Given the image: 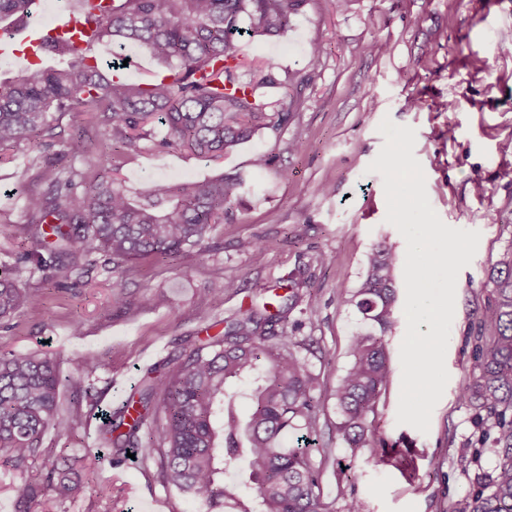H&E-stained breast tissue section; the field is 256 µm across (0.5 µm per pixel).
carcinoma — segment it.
I'll return each instance as SVG.
<instances>
[{
	"instance_id": "obj_1",
	"label": "carcinoma",
	"mask_w": 512,
	"mask_h": 512,
	"mask_svg": "<svg viewBox=\"0 0 512 512\" xmlns=\"http://www.w3.org/2000/svg\"><path fill=\"white\" fill-rule=\"evenodd\" d=\"M98 6L95 34L121 47H146L167 64L168 79L129 83L115 71L105 73L91 53L48 38L42 56L58 65L32 64L0 80V147H17L34 136H59L62 119L74 113L95 116L112 133V155L100 160L98 180L86 185L70 170L43 171L47 191L29 196L25 234L31 248L16 263L34 265L44 278L58 280L76 269L92 250L107 253L117 270L146 256L175 260L206 251V236L224 223V210L237 196L236 178L171 183L158 181L131 191L112 176L119 160L142 152L153 135L148 124L166 129L164 150L187 149L200 158L231 153L256 132L276 131L302 105L283 93L273 100L269 88H282L277 64L267 61L259 77L240 71L236 35H268L284 30L290 14L305 0H108ZM35 0H0V32L27 26ZM68 153L83 160L92 143L82 131L70 135ZM51 225L46 232L43 225ZM396 254L369 257L351 297L363 319L378 331L351 338L353 362L336 386L341 416L338 431L351 448L381 442L369 417L390 375L383 336L394 325ZM492 277L494 303L485 321L492 344L477 352L479 370L463 391L478 402L482 432L462 448L478 454L489 447L498 456L495 476L472 496L471 512H512V249ZM301 297L293 292L277 302L251 307L227 323L224 334L198 340L170 372L155 366L115 409L99 407L87 380L99 362L75 363L71 377L60 376L57 356L11 353L0 356V466L24 473L40 453L44 432L66 434L88 415H100L99 442L89 452L107 450L116 468L137 453L156 460L164 487L195 502L204 512H333L323 499L320 471L311 452L295 442H313L320 431L319 375L301 355L305 343L282 330L271 342V326L288 324ZM39 305L38 294L20 288L0 272V319L25 306ZM247 380V414L235 409L226 387ZM243 460L254 505H249L225 475ZM76 456L53 466L52 490L76 500L88 486L71 477ZM13 491L20 512H46L39 486L22 481Z\"/></svg>"
}]
</instances>
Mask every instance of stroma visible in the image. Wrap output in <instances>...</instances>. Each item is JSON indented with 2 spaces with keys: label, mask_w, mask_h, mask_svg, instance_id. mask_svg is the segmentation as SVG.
Listing matches in <instances>:
<instances>
[{
  "label": "stroma",
  "mask_w": 512,
  "mask_h": 512,
  "mask_svg": "<svg viewBox=\"0 0 512 512\" xmlns=\"http://www.w3.org/2000/svg\"><path fill=\"white\" fill-rule=\"evenodd\" d=\"M373 40L386 45L385 54L366 52ZM313 42L324 47L315 63L307 55ZM238 45L243 74L270 59L280 76H291L287 90L300 94L303 105L290 122L255 134L218 159L161 150L148 141L139 155L124 159L120 171L126 185L137 189L160 180L242 176L235 203L208 234L209 251L129 264L120 298L100 254L72 291L46 284L33 265L13 269L20 287L38 291L40 306L21 309L10 328H0V354L52 353L64 375L78 357L93 356L98 397L115 407V382L131 387L147 367L177 365L193 337L216 335L239 311L290 295V277L302 275L318 304L292 311L288 319L299 322L296 334L322 384L321 433L311 453L322 465L325 501L339 510L354 498L362 512H469L471 492L498 464L488 449L475 460L460 455V447L478 435V409L460 394L474 371L477 347L489 343L482 317L492 300L491 277L512 248V0H349L343 8L336 0H304L283 32L245 35ZM387 117L415 129L413 154L440 219L478 231L480 240L457 278L445 357L449 381L428 433L397 421L406 332L399 268L395 324L384 336L391 374L373 416L386 443L351 448L336 432L334 390L352 362V336L370 325L349 298L373 250L406 255L403 236L386 220L383 179L368 170L385 142L378 127ZM259 152L270 159L260 171L253 166ZM50 164L76 168L89 184L100 173L95 157L73 162L61 139L48 146L36 137L0 147V267L30 246L20 233L28 221L25 203L32 191L44 190L41 174ZM246 237L272 247L254 258L238 248ZM228 280L235 290L211 301L206 288ZM154 294L164 295V303L141 305L142 297ZM98 425L90 418L68 435L47 430L28 472L0 468V512H16L13 487L24 480L43 487L49 512H200L163 486L157 462L128 459L114 469L86 456ZM63 454L80 456V473L123 486L125 495L91 491L72 502L52 499L47 476Z\"/></svg>",
  "instance_id": "stroma-1"
}]
</instances>
